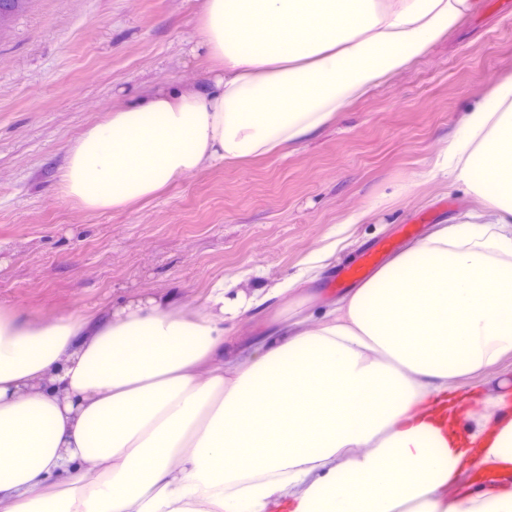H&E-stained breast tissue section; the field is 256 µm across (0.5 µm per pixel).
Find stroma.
<instances>
[{
  "label": "stroma",
  "instance_id": "stroma-1",
  "mask_svg": "<svg viewBox=\"0 0 512 512\" xmlns=\"http://www.w3.org/2000/svg\"><path fill=\"white\" fill-rule=\"evenodd\" d=\"M202 0H30L0 29V306L83 315L165 289L189 302L223 276L305 278L318 302L362 249L426 213L420 233L479 206L426 172L464 111L512 76V15L477 8L406 71L281 154L193 174L120 211L59 188L85 128L150 88L205 82Z\"/></svg>",
  "mask_w": 512,
  "mask_h": 512
}]
</instances>
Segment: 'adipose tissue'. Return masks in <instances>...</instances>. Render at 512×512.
Here are the masks:
<instances>
[{
    "mask_svg": "<svg viewBox=\"0 0 512 512\" xmlns=\"http://www.w3.org/2000/svg\"><path fill=\"white\" fill-rule=\"evenodd\" d=\"M473 0H203L204 83L153 89L70 144L63 193L119 210L305 142L402 73ZM434 173L478 197L324 319L282 287L215 281L96 314L0 307V512H512V78ZM283 298L271 330L226 333Z\"/></svg>",
    "mask_w": 512,
    "mask_h": 512,
    "instance_id": "obj_1",
    "label": "adipose tissue"
}]
</instances>
